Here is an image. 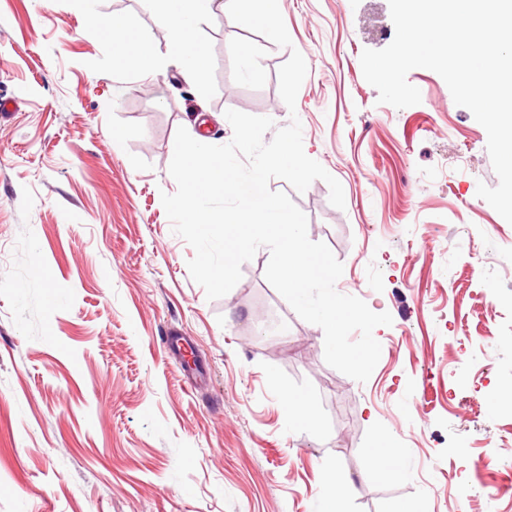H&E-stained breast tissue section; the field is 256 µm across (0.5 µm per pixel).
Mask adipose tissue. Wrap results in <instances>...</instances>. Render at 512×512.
<instances>
[{
    "label": "adipose tissue",
    "instance_id": "obj_1",
    "mask_svg": "<svg viewBox=\"0 0 512 512\" xmlns=\"http://www.w3.org/2000/svg\"><path fill=\"white\" fill-rule=\"evenodd\" d=\"M159 22L169 32V53L185 61L194 77L205 74L206 50L195 38L198 21L212 11L213 0H151ZM94 33L112 38L121 45V60L145 75L157 73L160 62L152 47L131 36L127 20L110 16L94 18Z\"/></svg>",
    "mask_w": 512,
    "mask_h": 512
}]
</instances>
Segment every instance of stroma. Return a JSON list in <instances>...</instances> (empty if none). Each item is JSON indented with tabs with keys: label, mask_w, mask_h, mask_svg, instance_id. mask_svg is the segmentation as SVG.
Returning a JSON list of instances; mask_svg holds the SVG:
<instances>
[{
	"label": "stroma",
	"mask_w": 512,
	"mask_h": 512,
	"mask_svg": "<svg viewBox=\"0 0 512 512\" xmlns=\"http://www.w3.org/2000/svg\"><path fill=\"white\" fill-rule=\"evenodd\" d=\"M95 12L125 15L160 73L120 66ZM227 13L214 0L198 23L201 87L146 0H0V512H321L333 473L345 512H512L493 490L512 471V224L477 195L498 184L485 129L426 68L407 75L420 103H379L360 56L393 41L388 0H281L289 50ZM229 109L299 119L341 183V209L321 180L269 187L342 263L336 290L391 314L367 382L325 362L323 330L266 280L267 248L222 298L191 278L161 200L175 133L228 143ZM169 334L198 353L195 388Z\"/></svg>",
	"instance_id": "1"
}]
</instances>
